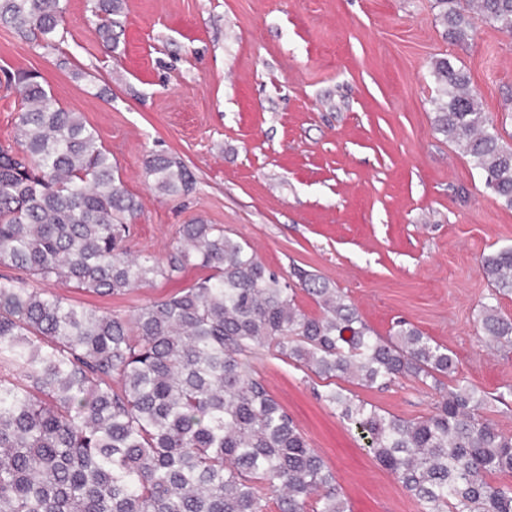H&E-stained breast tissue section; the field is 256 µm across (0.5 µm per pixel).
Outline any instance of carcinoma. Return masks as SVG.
Listing matches in <instances>:
<instances>
[{
	"label": "carcinoma",
	"instance_id": "obj_1",
	"mask_svg": "<svg viewBox=\"0 0 512 512\" xmlns=\"http://www.w3.org/2000/svg\"><path fill=\"white\" fill-rule=\"evenodd\" d=\"M446 35L468 39L475 16L512 36V0H436ZM104 43H118L123 0H94ZM62 0H0V24L55 46ZM437 130L458 142L512 208V148L469 89L433 66ZM14 144L0 146V265L33 281L122 295L189 268L208 274L122 317L77 308L23 280L0 278V512H350L324 459L252 367L263 349L325 381L320 398L369 438L368 450L421 512H512V435L481 411L491 397L456 378L458 359L405 321L387 337L314 274L295 272L320 313L221 224L179 228L166 260L128 245L140 201L79 112L57 105L37 75H18ZM145 172L163 195L193 189L162 154ZM491 285L482 342L512 347V246L481 257ZM386 388L399 379L440 389L432 413L404 419L334 387Z\"/></svg>",
	"mask_w": 512,
	"mask_h": 512
}]
</instances>
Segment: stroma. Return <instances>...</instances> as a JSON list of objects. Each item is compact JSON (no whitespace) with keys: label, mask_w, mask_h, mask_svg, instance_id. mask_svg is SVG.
<instances>
[{"label":"stroma","mask_w":512,"mask_h":512,"mask_svg":"<svg viewBox=\"0 0 512 512\" xmlns=\"http://www.w3.org/2000/svg\"><path fill=\"white\" fill-rule=\"evenodd\" d=\"M57 48L0 25V145L37 74L111 152L141 212L132 249L166 258L180 225L201 218L247 242L270 269L327 280L378 335L399 320L448 345L460 379L493 396L486 418L512 435V349L481 341L489 285L481 255L512 244V210L470 158L434 127L433 63L448 58L504 146H512V37L481 19L449 41L435 0H125L115 50L93 0H63ZM181 161L192 192H156L148 155ZM204 272L156 279L120 296L41 283L69 304L128 316ZM269 393L330 465L351 512H421L367 440L315 391L322 381L278 357L253 362ZM347 392L413 419L436 390L408 379Z\"/></svg>","instance_id":"obj_1"}]
</instances>
